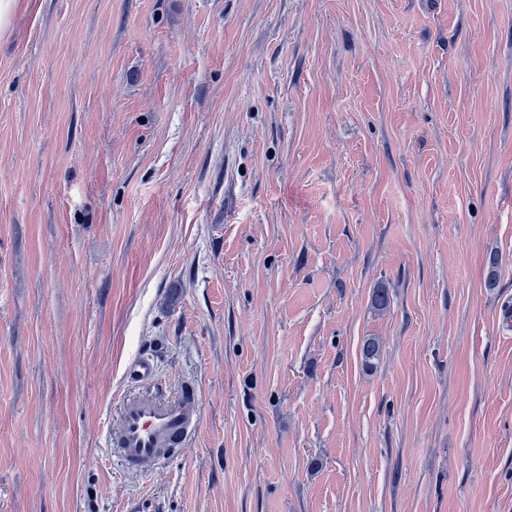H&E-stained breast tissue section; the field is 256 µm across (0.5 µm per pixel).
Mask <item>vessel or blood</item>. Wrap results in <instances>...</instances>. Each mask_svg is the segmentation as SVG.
Wrapping results in <instances>:
<instances>
[{"label": "vessel or blood", "mask_w": 512, "mask_h": 512, "mask_svg": "<svg viewBox=\"0 0 512 512\" xmlns=\"http://www.w3.org/2000/svg\"><path fill=\"white\" fill-rule=\"evenodd\" d=\"M126 378L141 389L123 401L118 422L107 435V446L123 470L147 475L172 459L198 430L200 391L188 382L177 394L163 395L155 386L157 362L148 353L130 360Z\"/></svg>", "instance_id": "1"}]
</instances>
